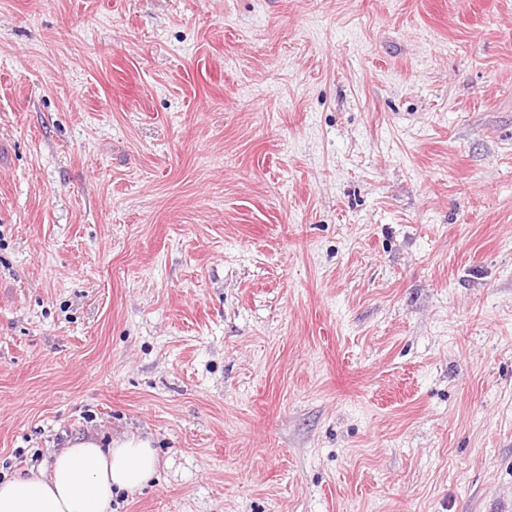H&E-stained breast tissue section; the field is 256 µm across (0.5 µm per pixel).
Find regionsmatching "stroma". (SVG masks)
Instances as JSON below:
<instances>
[{
    "label": "stroma",
    "mask_w": 512,
    "mask_h": 512,
    "mask_svg": "<svg viewBox=\"0 0 512 512\" xmlns=\"http://www.w3.org/2000/svg\"><path fill=\"white\" fill-rule=\"evenodd\" d=\"M115 512H512V0H0V477ZM80 437L53 455L50 471L31 468L26 476H4L0 512H112L113 497L144 487L158 458L149 438L126 435L107 445Z\"/></svg>",
    "instance_id": "stroma-1"
}]
</instances>
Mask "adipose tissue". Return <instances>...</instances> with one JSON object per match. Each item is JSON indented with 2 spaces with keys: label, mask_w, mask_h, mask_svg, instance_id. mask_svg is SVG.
I'll return each instance as SVG.
<instances>
[{
  "label": "adipose tissue",
  "mask_w": 512,
  "mask_h": 512,
  "mask_svg": "<svg viewBox=\"0 0 512 512\" xmlns=\"http://www.w3.org/2000/svg\"><path fill=\"white\" fill-rule=\"evenodd\" d=\"M157 467L150 439L80 437L54 454L51 468L1 479L0 512H112L114 496L144 487Z\"/></svg>",
  "instance_id": "ef3b65f1"
}]
</instances>
